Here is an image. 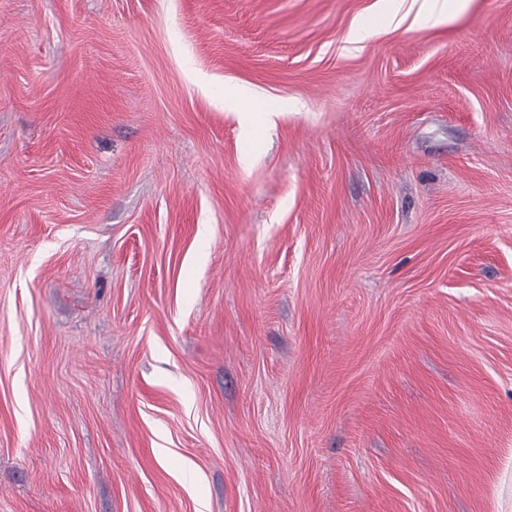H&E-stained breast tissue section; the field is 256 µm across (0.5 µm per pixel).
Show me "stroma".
Here are the masks:
<instances>
[{
	"label": "stroma",
	"mask_w": 512,
	"mask_h": 512,
	"mask_svg": "<svg viewBox=\"0 0 512 512\" xmlns=\"http://www.w3.org/2000/svg\"><path fill=\"white\" fill-rule=\"evenodd\" d=\"M394 7L0 0V512H512V0ZM234 105L242 112L244 122L249 130L268 125L270 123V112H254L250 100L243 97H236Z\"/></svg>",
	"instance_id": "35a3bbf8"
}]
</instances>
